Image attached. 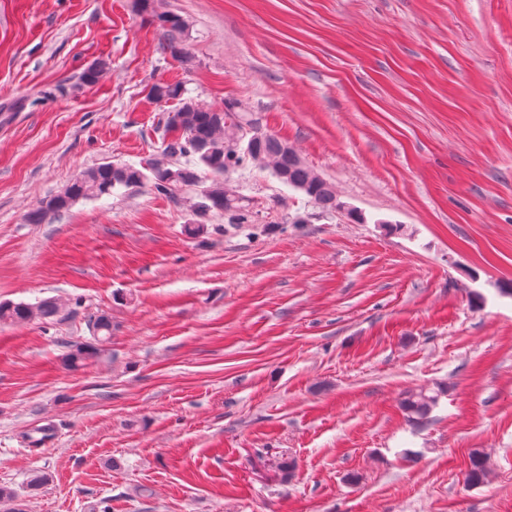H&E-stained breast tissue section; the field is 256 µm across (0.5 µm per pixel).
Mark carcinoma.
<instances>
[{"mask_svg": "<svg viewBox=\"0 0 512 512\" xmlns=\"http://www.w3.org/2000/svg\"><path fill=\"white\" fill-rule=\"evenodd\" d=\"M142 11L149 13L162 28L167 49L172 57L185 65L192 63L184 47L189 28L185 17L172 12H156L154 0H138ZM149 97L157 102L175 100L178 107L169 116L166 132L170 139L163 141L162 158L154 159L147 166L134 164H102L81 171L71 183L58 193L43 200L28 215L32 224H40L48 217L70 209L80 199L99 198L112 194L117 187L126 189L149 186L154 192L168 195L179 187L203 185L192 203L197 225L188 228L195 235L204 230L203 222L211 213H222L229 224H250L254 221L251 211L243 204V198L229 186L230 175L250 165L268 168L278 181L302 192L309 202L323 213H332L338 207L335 187L308 166L288 141L272 133H264L263 139L250 144L246 132L256 125L252 114L237 103L224 111L204 107L185 95L180 83H155ZM185 158L173 162L171 158ZM61 305L54 300L36 304L0 303V322H22L34 318L58 317ZM88 326L95 341L107 343L112 338V322L103 315H92ZM96 349L79 344H66L63 357L65 366L76 369L92 359ZM444 389L419 390L408 393L400 402L407 420L418 423L425 419L438 403ZM486 477L483 456L473 454L467 481L472 485L482 483Z\"/></svg>", "mask_w": 512, "mask_h": 512, "instance_id": "carcinoma-1", "label": "carcinoma"}]
</instances>
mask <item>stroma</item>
I'll list each match as a JSON object with an SVG mask.
<instances>
[{"label": "stroma", "instance_id": "1", "mask_svg": "<svg viewBox=\"0 0 512 512\" xmlns=\"http://www.w3.org/2000/svg\"><path fill=\"white\" fill-rule=\"evenodd\" d=\"M155 6L193 69L135 0H0V302L76 311L0 324V485L26 512H512V0ZM157 82L242 102L340 210L252 165L254 224L188 235L194 187L27 223L82 170L156 157ZM91 314L112 339L69 369ZM438 385L408 424L403 394ZM143 12L150 13L156 19L162 28L167 41V49L172 57L176 58L185 65H191L192 59L184 47V38L189 28V23L185 17L172 13H157L154 9L155 0H137ZM66 354L63 357L65 366L70 369H76L83 366L88 360L92 359L97 349L91 346L66 343Z\"/></svg>", "mask_w": 512, "mask_h": 512}]
</instances>
